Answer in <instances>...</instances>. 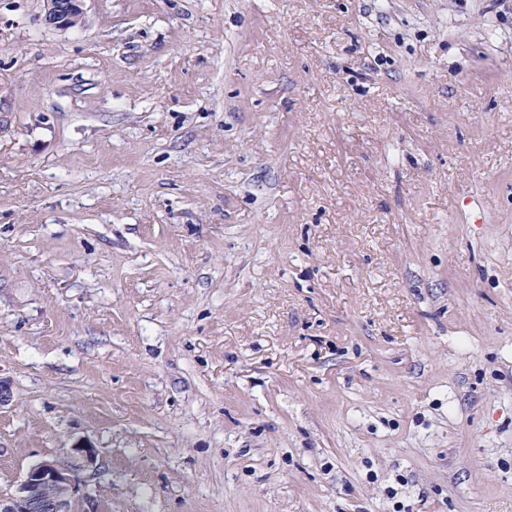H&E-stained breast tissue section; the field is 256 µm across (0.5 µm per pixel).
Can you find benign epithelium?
Instances as JSON below:
<instances>
[{"label":"benign epithelium","mask_w":512,"mask_h":512,"mask_svg":"<svg viewBox=\"0 0 512 512\" xmlns=\"http://www.w3.org/2000/svg\"><path fill=\"white\" fill-rule=\"evenodd\" d=\"M85 0H45L46 20L59 29L81 24ZM96 451L75 447L64 461L44 459L32 465L9 492L0 494V512H74L79 474L93 466Z\"/></svg>","instance_id":"obj_1"}]
</instances>
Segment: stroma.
Returning <instances> with one entry per match:
<instances>
[{
  "label": "stroma",
  "instance_id": "35a3bbf8",
  "mask_svg": "<svg viewBox=\"0 0 512 512\" xmlns=\"http://www.w3.org/2000/svg\"><path fill=\"white\" fill-rule=\"evenodd\" d=\"M0 0V493L512 512V0ZM85 0H45L46 20L59 29H70L81 24ZM95 461L94 448L82 446L71 448L65 461L35 463L9 492L0 494V512H73L80 494L79 474Z\"/></svg>",
  "mask_w": 512,
  "mask_h": 512
}]
</instances>
